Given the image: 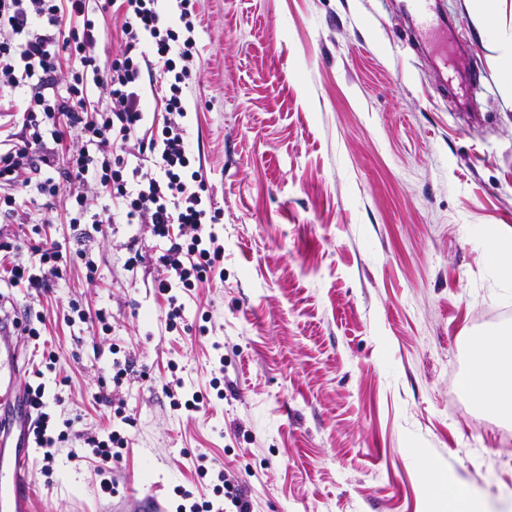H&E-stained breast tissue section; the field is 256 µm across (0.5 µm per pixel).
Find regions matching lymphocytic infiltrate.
Listing matches in <instances>:
<instances>
[{
    "label": "lymphocytic infiltrate",
    "instance_id": "1",
    "mask_svg": "<svg viewBox=\"0 0 512 512\" xmlns=\"http://www.w3.org/2000/svg\"><path fill=\"white\" fill-rule=\"evenodd\" d=\"M87 0H0V92L13 96L23 114L20 131L0 142V217L28 224L31 214H20L14 191L35 186L44 196L67 194L80 210H87L83 189L99 185L112 200V210L94 216L96 230L108 236L112 225L148 220L153 236L164 244L163 274L156 288L168 303L167 331L179 330L184 304L179 292L224 276V241L208 222L203 208L207 178L196 166L187 142L184 92L189 88L199 58L193 37L192 0H179L180 27L165 24L159 0H104L126 14L121 44L106 64L89 53L96 23ZM152 40L149 52L139 49L143 37ZM73 59L72 80L58 87L55 74L60 55ZM161 74L165 81L161 101L165 115L157 137H140L146 103V77ZM105 85L111 107L89 108L88 80ZM65 115L86 142L64 152L55 127ZM140 164L132 168L129 157ZM131 178H124V170ZM34 264L13 265L8 280L14 288H49L67 268L60 246L42 241L33 248ZM36 412L33 436L44 465L55 458L56 442L66 432L47 434L44 386L29 388Z\"/></svg>",
    "mask_w": 512,
    "mask_h": 512
}]
</instances>
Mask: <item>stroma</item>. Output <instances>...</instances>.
<instances>
[{
    "label": "stroma",
    "mask_w": 512,
    "mask_h": 512,
    "mask_svg": "<svg viewBox=\"0 0 512 512\" xmlns=\"http://www.w3.org/2000/svg\"><path fill=\"white\" fill-rule=\"evenodd\" d=\"M195 10L188 141L224 226V278L187 300V329H161L149 227L95 233L92 213L111 205L100 188L85 215L17 189L34 221L0 225L16 245L0 306L41 333L19 364L46 386L49 435H102L114 407L131 419L111 493L90 447L64 442L49 472L33 461L31 512H174L177 488L212 497L221 472L253 512H440L441 477L512 512V419L462 387L469 339L512 330V282L485 234L512 238V100L491 49L512 38V0L484 33L468 0H440L448 24L419 45L405 0ZM45 238L67 254L62 279L7 285ZM132 246L143 260L129 272ZM215 342L223 399L174 410L171 374L210 393Z\"/></svg>",
    "instance_id": "obj_1"
}]
</instances>
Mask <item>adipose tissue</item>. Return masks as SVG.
Here are the masks:
<instances>
[{
	"label": "adipose tissue",
	"instance_id": "obj_1",
	"mask_svg": "<svg viewBox=\"0 0 512 512\" xmlns=\"http://www.w3.org/2000/svg\"><path fill=\"white\" fill-rule=\"evenodd\" d=\"M511 348V338L474 337L470 353L475 370L463 382L476 406L501 416L512 415V358L507 355Z\"/></svg>",
	"mask_w": 512,
	"mask_h": 512
}]
</instances>
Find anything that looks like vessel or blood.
I'll use <instances>...</instances> for the list:
<instances>
[{"mask_svg":"<svg viewBox=\"0 0 512 512\" xmlns=\"http://www.w3.org/2000/svg\"><path fill=\"white\" fill-rule=\"evenodd\" d=\"M412 32L434 28L431 0H407ZM21 338L6 329L0 319V412L9 416L0 429V447H11L6 472L0 473V512H27L36 485L32 466L34 448L30 437L32 408L24 385L19 383Z\"/></svg>","mask_w":512,"mask_h":512,"instance_id":"b4317fda","label":"vessel or blood"}]
</instances>
